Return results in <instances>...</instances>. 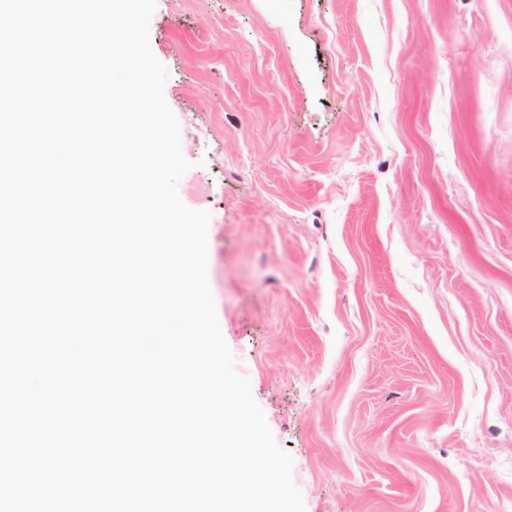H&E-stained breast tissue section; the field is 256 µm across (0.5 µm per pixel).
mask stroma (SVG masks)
Returning a JSON list of instances; mask_svg holds the SVG:
<instances>
[{"label": "stroma", "mask_w": 512, "mask_h": 512, "mask_svg": "<svg viewBox=\"0 0 512 512\" xmlns=\"http://www.w3.org/2000/svg\"><path fill=\"white\" fill-rule=\"evenodd\" d=\"M149 36L306 512H512V0H157Z\"/></svg>", "instance_id": "obj_1"}]
</instances>
